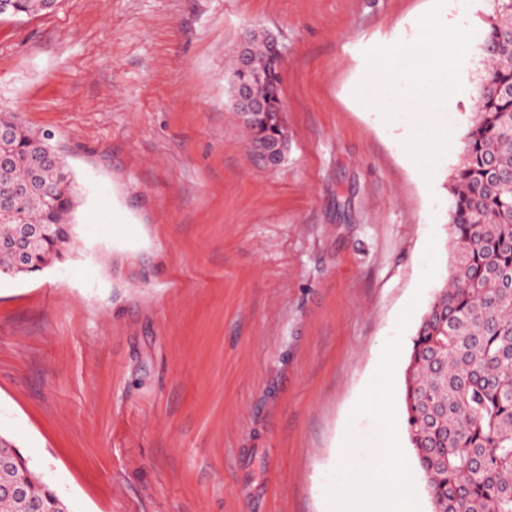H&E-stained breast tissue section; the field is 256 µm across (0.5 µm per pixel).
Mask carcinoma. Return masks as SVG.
Instances as JSON below:
<instances>
[{
    "mask_svg": "<svg viewBox=\"0 0 512 512\" xmlns=\"http://www.w3.org/2000/svg\"><path fill=\"white\" fill-rule=\"evenodd\" d=\"M487 61L476 87L464 157L452 177L449 231L455 265L421 318L406 367L404 423L426 479L432 512H512V0H485ZM57 0H11L1 17L47 13ZM246 76L268 110L246 123L252 140L287 139L279 63L262 40ZM10 156L0 194L24 188L17 216L0 215V276L44 270L74 237L76 196L65 165L45 163L41 134L0 111ZM0 512H74L0 433Z\"/></svg>",
    "mask_w": 512,
    "mask_h": 512,
    "instance_id": "carcinoma-1",
    "label": "carcinoma"
}]
</instances>
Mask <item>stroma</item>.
Returning a JSON list of instances; mask_svg holds the SVG:
<instances>
[{
	"label": "stroma",
	"mask_w": 512,
	"mask_h": 512,
	"mask_svg": "<svg viewBox=\"0 0 512 512\" xmlns=\"http://www.w3.org/2000/svg\"><path fill=\"white\" fill-rule=\"evenodd\" d=\"M432 0H58L0 18V111L74 181L62 258L0 278V431L76 512H335L399 448L412 338L453 260L461 153L424 178L357 109L364 52ZM279 41L288 151L254 152L225 80L247 30ZM483 68L469 48L463 138Z\"/></svg>",
	"instance_id": "35a3bbf8"
}]
</instances>
